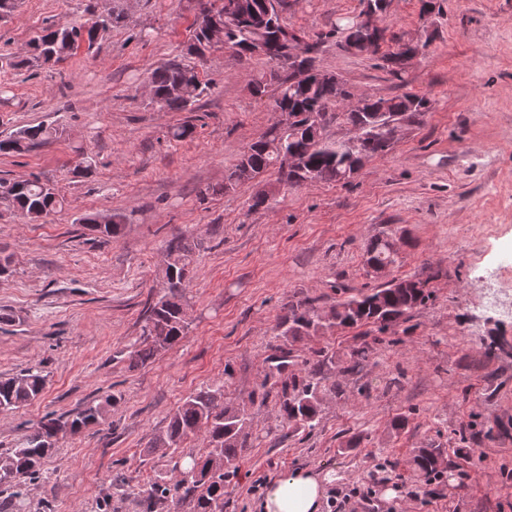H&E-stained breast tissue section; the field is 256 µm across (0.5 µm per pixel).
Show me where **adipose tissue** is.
<instances>
[{
    "mask_svg": "<svg viewBox=\"0 0 512 512\" xmlns=\"http://www.w3.org/2000/svg\"><path fill=\"white\" fill-rule=\"evenodd\" d=\"M322 480L310 470H295L270 482L260 503L261 512H319Z\"/></svg>",
    "mask_w": 512,
    "mask_h": 512,
    "instance_id": "ef3b65f1",
    "label": "adipose tissue"
}]
</instances>
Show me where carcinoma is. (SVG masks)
<instances>
[{
	"label": "carcinoma",
	"mask_w": 512,
	"mask_h": 512,
	"mask_svg": "<svg viewBox=\"0 0 512 512\" xmlns=\"http://www.w3.org/2000/svg\"><path fill=\"white\" fill-rule=\"evenodd\" d=\"M276 6H267V0H200L201 12L186 46V55L201 59L214 45L206 36L208 24L229 27L239 47L236 55L249 56V47L261 42L268 48L263 59L272 62L281 48L292 40L308 54V65L315 64L314 53L325 42L320 35L310 39L305 32L290 25L284 14L296 0H274ZM119 16L107 12L84 22L67 21L48 27L44 34L34 38L32 53L16 65L50 66L70 58L81 45L93 48L102 36L118 22ZM334 32L345 41L360 42L368 34L354 22L343 18ZM413 48L402 45L382 55L389 73L402 79L403 56ZM147 79L152 86L151 103L170 112H189L203 95L205 83L196 66L182 61L164 63L152 69ZM273 93L275 104L288 109L295 122L286 129L269 128L258 140L241 153L236 164L224 177V191L251 183L266 173H281L278 160L283 153L296 156L301 173L285 181L263 185L253 197V207L269 204L279 193L277 185H300L303 180L341 182L370 158L383 157L393 150L388 136L390 124L405 120L418 123L430 109V100L417 93L405 92L389 98L366 97L350 108L341 107V88L336 74L318 79L308 76L292 80L271 69L260 73L252 83V93L260 98ZM339 121L355 129L354 139L330 140L324 136L327 124ZM57 136L50 126L22 127L0 140V153H22L38 150ZM63 199L55 185L33 176L24 180L0 177V209L18 216L29 224L39 223ZM97 213H85L77 218L84 228L110 241L119 237L126 221L125 214L115 212L107 224L99 222ZM198 244L183 235H175L166 243L167 273L174 284L160 289L158 299L145 312V325L138 346L130 352V361L145 364L159 353L176 345L185 330L188 305L187 281L195 262ZM397 251L384 237L371 240L365 248V266L373 271L391 267L397 262ZM428 281L420 279H392L380 288L359 297L338 301L329 308L316 306V299L305 297L290 300L284 307L277 329L282 343L273 348L265 359L263 398H273L279 412L288 424L303 431L313 430L319 423L323 398L340 393L336 383L324 384L326 374L336 364L335 355L325 347H313L303 360V368H295L294 343L303 338H323L336 329L373 325L384 333L390 323L397 322L414 309L425 305L432 296ZM370 347L363 345L352 351L345 372H356L367 360ZM47 384V376L39 369L0 379V412L24 407L37 400ZM225 385L208 387L188 396L170 415L167 429L155 439L163 448L178 450L190 435H205L206 451L187 453L183 471L186 477L171 484L154 479L140 489L139 501L145 512L168 500L189 498L193 512H224V464L238 459L246 446V428L250 417L245 410L224 402ZM105 405L91 403L67 418L49 414L15 447L0 453V488L11 489L23 475L38 477L44 460L52 453L60 434H76L105 417ZM443 449L419 448L413 456L416 469L432 478L439 472Z\"/></svg>",
	"instance_id": "obj_1"
}]
</instances>
